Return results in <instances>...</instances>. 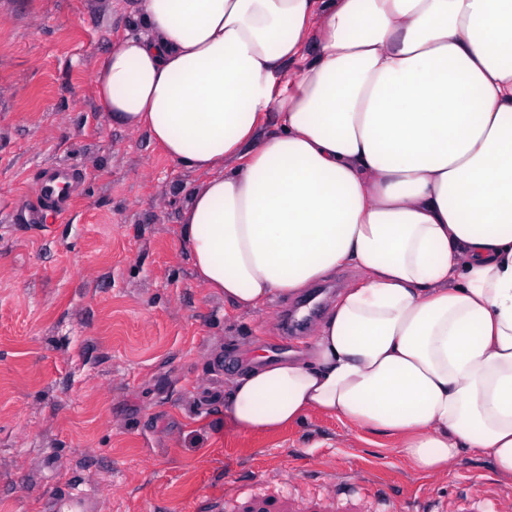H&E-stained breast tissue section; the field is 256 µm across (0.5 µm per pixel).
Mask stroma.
<instances>
[{
  "label": "stroma",
  "mask_w": 512,
  "mask_h": 512,
  "mask_svg": "<svg viewBox=\"0 0 512 512\" xmlns=\"http://www.w3.org/2000/svg\"><path fill=\"white\" fill-rule=\"evenodd\" d=\"M139 0H0V512H50L78 487L99 512H496L512 478L463 455L422 473L399 441L320 414L234 431L224 391L258 349L300 351L359 278L311 288L284 335L277 298L241 312L200 285L181 239L207 176L112 123L96 60L140 30ZM82 180L47 219L15 223L42 171Z\"/></svg>",
  "instance_id": "obj_1"
}]
</instances>
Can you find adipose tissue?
Segmentation results:
<instances>
[{"label": "adipose tissue", "mask_w": 512, "mask_h": 512, "mask_svg": "<svg viewBox=\"0 0 512 512\" xmlns=\"http://www.w3.org/2000/svg\"><path fill=\"white\" fill-rule=\"evenodd\" d=\"M100 57L112 121L211 179L181 232L239 310L341 266L308 344L224 396L237 431L320 413L432 472L512 478V0H142ZM277 130L262 134L268 113Z\"/></svg>", "instance_id": "ef3b65f1"}]
</instances>
